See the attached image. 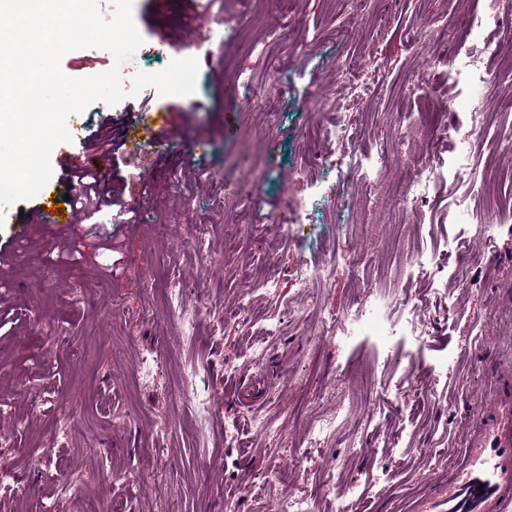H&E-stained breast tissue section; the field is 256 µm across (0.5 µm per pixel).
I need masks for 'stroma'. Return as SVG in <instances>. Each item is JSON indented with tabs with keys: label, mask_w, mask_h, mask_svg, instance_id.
Returning a JSON list of instances; mask_svg holds the SVG:
<instances>
[{
	"label": "stroma",
	"mask_w": 512,
	"mask_h": 512,
	"mask_svg": "<svg viewBox=\"0 0 512 512\" xmlns=\"http://www.w3.org/2000/svg\"><path fill=\"white\" fill-rule=\"evenodd\" d=\"M484 0H427L425 10L394 0H363L362 15L350 0H210L224 27L196 51L195 93L161 96L151 87L116 105L98 101L68 117L67 128L84 140L56 145L51 186L69 193L61 154L81 156L85 139L109 120L128 118L116 153L98 155L103 185L114 187L122 212L100 206L76 214L73 225L43 224L19 237L18 225L0 218V247L15 246L14 265L0 266V473L15 476L32 512H84L89 497L102 512H271L274 495L307 498L313 512H336V502L317 494L323 471L345 459L343 481L356 487L352 512H409L435 485L446 483L451 465L464 457L466 439L486 389L497 371L512 367V213L486 211L472 200L468 213L449 208L452 186H442L436 205L403 215L398 186L411 181L429 143L402 138L401 117L431 128L440 118L464 119L498 86L478 87L454 98L447 114L421 108L432 94L427 56L461 55L499 65L500 40L459 43L444 31L445 20L482 10ZM133 17L144 43L133 57L138 71L156 73L187 57L180 45L156 42L153 30L178 24L175 10L159 12L155 0H134ZM267 39L265 56L244 51L239 30ZM351 58L363 79L362 62L383 60L388 77L373 88V104L346 115L366 146L383 143L381 184L345 179L342 172L311 169L306 146L339 153L338 142L311 140L332 113L310 109L336 85V61ZM113 57L92 47L67 52L62 71L79 78L111 68ZM245 87L231 92L234 74ZM288 77L277 111L239 106L251 86H273ZM182 111L180 139L156 141L142 129L159 112ZM200 142L189 153L186 141ZM236 172L253 184L251 194L229 196L224 175ZM322 186L327 200L309 223L282 227L276 217L291 211L290 199ZM348 196L338 211L333 194ZM469 242L477 254L475 288L458 289L456 269L448 286L459 291L457 313L443 316L428 283L394 277L401 252L391 239L420 245L422 232ZM111 235V251L99 241ZM83 243L77 263L58 262L55 246L69 237ZM121 265L112 276L110 259ZM331 262L334 277L303 288V266ZM278 284L268 292L264 280ZM179 284L187 307L196 310L184 331L165 290ZM400 288L427 324L428 338L416 349L398 337L397 359L376 328H355L345 337L323 330V311L341 313L363 297L386 298ZM248 302L255 324L236 313ZM306 314L290 318L289 309ZM483 330L484 344L467 346ZM164 356L162 374L141 386L143 364ZM449 367L444 388L432 390L429 368ZM376 366L386 395L371 404L349 401L356 370ZM196 374L203 409H185L184 378ZM350 402L325 439L309 442L308 431L338 404ZM271 422L269 432L251 429L252 417ZM308 448L302 464L294 450ZM446 459L434 468L432 457ZM273 465L292 476L274 492L257 490Z\"/></svg>",
	"instance_id": "1"
}]
</instances>
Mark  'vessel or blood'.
Returning <instances> with one entry per match:
<instances>
[{"mask_svg": "<svg viewBox=\"0 0 512 512\" xmlns=\"http://www.w3.org/2000/svg\"><path fill=\"white\" fill-rule=\"evenodd\" d=\"M54 196H43L18 216L21 231L41 224H69L57 216ZM413 512H512V372L504 371L469 435L465 459L447 484L419 500Z\"/></svg>", "mask_w": 512, "mask_h": 512, "instance_id": "obj_1", "label": "vessel or blood"}]
</instances>
